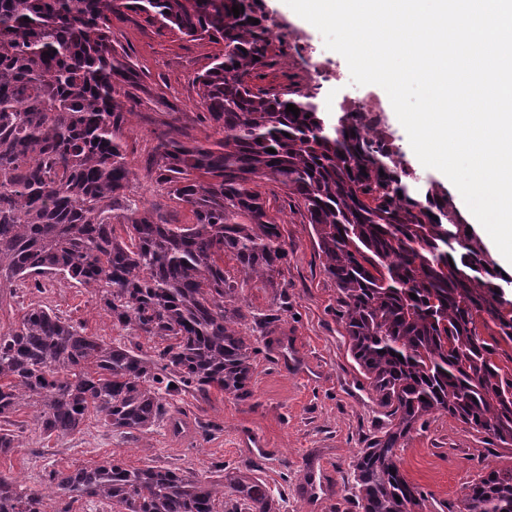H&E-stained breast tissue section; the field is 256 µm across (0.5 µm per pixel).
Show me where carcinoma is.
Returning a JSON list of instances; mask_svg holds the SVG:
<instances>
[{
	"label": "carcinoma",
	"instance_id": "obj_1",
	"mask_svg": "<svg viewBox=\"0 0 512 512\" xmlns=\"http://www.w3.org/2000/svg\"><path fill=\"white\" fill-rule=\"evenodd\" d=\"M234 5L244 7L237 17ZM126 11L224 42L195 79L213 134H162L145 167L188 208V224L126 195L127 104L141 88L112 39V16ZM272 42L256 0H0V300L19 282H72L112 325L158 340L150 354L109 345L29 304L0 330V456L21 447L25 424L13 416L25 405L35 432L63 441L92 414L147 433L174 393L251 397L259 349L239 288H288V243L268 215L265 181L304 209L353 359L388 418L354 462L358 508L423 512L398 450L433 413L512 447V277L455 221L448 191L421 183L392 139L370 134L364 108L341 104L333 123L316 93L254 83L274 65ZM225 255L235 270L220 264ZM228 494L227 512H273L265 484L247 474L205 482L112 459L51 470L30 491L0 474V512H73L83 498L109 512H217ZM466 498L467 512H512V467L490 469Z\"/></svg>",
	"mask_w": 512,
	"mask_h": 512
}]
</instances>
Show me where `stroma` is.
I'll return each instance as SVG.
<instances>
[{
	"instance_id": "obj_1",
	"label": "stroma",
	"mask_w": 512,
	"mask_h": 512,
	"mask_svg": "<svg viewBox=\"0 0 512 512\" xmlns=\"http://www.w3.org/2000/svg\"><path fill=\"white\" fill-rule=\"evenodd\" d=\"M263 3L270 21L278 24L282 40L273 43L276 63L263 71L259 85L315 82L316 101L329 111L344 102L371 103L416 175L452 189L443 173L424 167L414 157L383 88L356 86L348 80H313L309 62L345 73L349 70L345 58L326 48L320 31L285 0ZM112 35L130 55L144 85L125 133L135 173L130 193L170 221L190 223L189 211L151 186L143 172L156 132L172 117L185 118L188 133L198 139L210 134L208 122L196 118L201 106L195 78L224 46L159 32L145 16L130 11L113 16ZM261 191L288 243V298L280 300L275 289L256 281L241 290L248 317L273 314L278 318L269 332L252 336L259 349L252 397L238 401L215 389L204 398L171 397L172 412L188 425L178 435L163 425L146 434H122L93 416L80 434L62 442L44 441L30 429L20 448L0 457V473L12 476L25 489L36 490L50 470L93 467L112 458L130 468H181L205 480L250 470L266 484L274 512H359L352 464L367 438L386 427L387 418L352 358L338 318L336 286L324 271L302 210L276 183L263 184ZM33 301L83 322L87 334L105 343L137 345L147 353L153 350V342L145 337L135 338L113 327L86 289L64 281L45 282L40 292L28 284L18 286L15 298L0 303V327L18 322L23 307ZM247 438L261 439L272 451V460H256L255 449L243 444ZM400 459L406 479L428 496L430 512H449L473 480L490 469L511 465L512 451L478 439L461 422L436 413L411 431ZM321 466L327 469L325 482L312 486L311 472Z\"/></svg>"
}]
</instances>
